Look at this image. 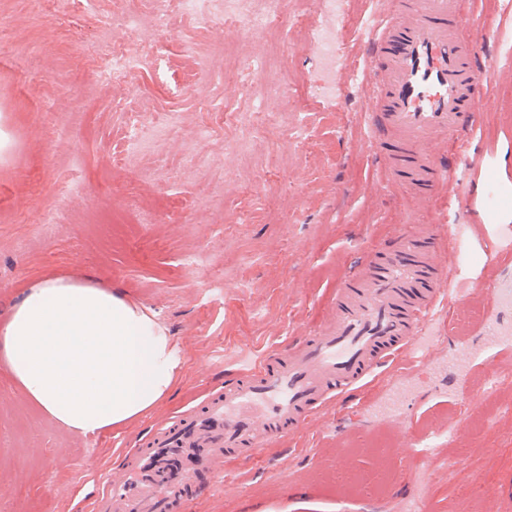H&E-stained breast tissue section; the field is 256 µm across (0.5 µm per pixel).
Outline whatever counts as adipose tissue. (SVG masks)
<instances>
[{
  "mask_svg": "<svg viewBox=\"0 0 512 512\" xmlns=\"http://www.w3.org/2000/svg\"><path fill=\"white\" fill-rule=\"evenodd\" d=\"M0 358L57 426L77 434L130 423L175 385L180 357L149 309L118 291L51 277L0 326Z\"/></svg>",
  "mask_w": 512,
  "mask_h": 512,
  "instance_id": "1",
  "label": "adipose tissue"
}]
</instances>
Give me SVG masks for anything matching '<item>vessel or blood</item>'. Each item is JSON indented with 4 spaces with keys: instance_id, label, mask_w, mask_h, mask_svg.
<instances>
[{
    "instance_id": "vessel-or-blood-1",
    "label": "vessel or blood",
    "mask_w": 512,
    "mask_h": 512,
    "mask_svg": "<svg viewBox=\"0 0 512 512\" xmlns=\"http://www.w3.org/2000/svg\"><path fill=\"white\" fill-rule=\"evenodd\" d=\"M384 2L365 44L361 76L372 89L365 118L382 144L383 182L406 188L424 208L446 202L470 157L484 67L465 22V0ZM457 230L444 219L398 226L389 247L344 270L315 336L285 357L235 370L179 424L127 451L125 469L100 480L92 498H79L80 512L187 506L191 479L211 484L231 456H261L269 441L301 429L327 400L365 401L380 368L401 362L434 322L453 323L466 302L445 289L459 253ZM478 291L486 313L475 328L497 335L499 316L512 305V283L491 280Z\"/></svg>"
}]
</instances>
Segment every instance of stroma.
Instances as JSON below:
<instances>
[{
    "mask_svg": "<svg viewBox=\"0 0 512 512\" xmlns=\"http://www.w3.org/2000/svg\"><path fill=\"white\" fill-rule=\"evenodd\" d=\"M381 8L344 0V65H356L363 21ZM153 11L152 0H0V321L44 278L103 284L154 312L182 362L140 420L82 436L48 420L0 360V512H74V487L93 496L193 391L286 356L323 321L342 269L391 225L426 218L401 187L370 191L381 174L359 127L367 88L340 80L333 95L317 92L314 0H293L267 31L227 33L179 12L161 27ZM468 19L480 56L501 65L487 74L477 156L458 190L465 261L451 290L512 278V262L485 258L512 250V0H471ZM115 45L152 57L100 80L93 61ZM276 47L283 114L250 134L241 121L268 79L245 66ZM133 115L149 138L120 161ZM493 184L506 203L492 211ZM50 210L56 223L43 221ZM427 358L386 368L360 430L338 434L328 402L262 458L232 460L193 512H479L475 488L512 512V337L440 334ZM452 454L463 477L448 471Z\"/></svg>",
    "mask_w": 512,
    "mask_h": 512,
    "instance_id": "obj_1",
    "label": "stroma"
}]
</instances>
